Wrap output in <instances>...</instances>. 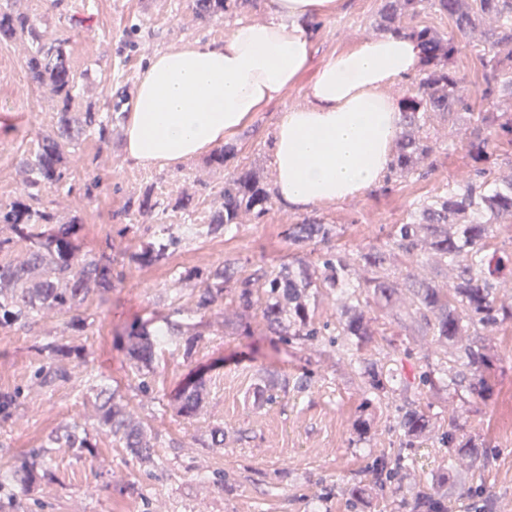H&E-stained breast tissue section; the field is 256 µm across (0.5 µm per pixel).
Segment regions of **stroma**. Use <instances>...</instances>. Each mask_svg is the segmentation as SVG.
Here are the masks:
<instances>
[{"instance_id": "1", "label": "stroma", "mask_w": 512, "mask_h": 512, "mask_svg": "<svg viewBox=\"0 0 512 512\" xmlns=\"http://www.w3.org/2000/svg\"><path fill=\"white\" fill-rule=\"evenodd\" d=\"M14 6L40 30L66 39L79 100L97 112L105 111L117 88L136 87L154 54L222 41L240 19L272 18L269 0H231L224 16L209 23L196 19L190 0H15ZM379 7L380 0H337L334 13L316 18L312 67L376 34ZM310 80L302 75L233 135L240 148L236 165L275 182V127L284 112L306 103ZM53 121L50 101L27 78L23 55L0 47V203L21 195L18 161L36 149L39 132ZM430 134L438 149L420 174L304 210L274 202L261 220H244L221 236L187 237L145 267L129 254L154 227L124 231L121 210L151 186L190 197L193 223H204L224 172L204 155L170 168L136 164L124 154L120 122L108 142L85 139L70 160V188L44 197L58 223L77 218L72 241L79 253L112 256L123 279L89 303L83 329H70L51 314L0 328V391L18 394L10 417L0 420V476L8 479L0 486V512H409L408 502L443 472L449 475L448 512H512V320L448 346L424 335L403 291L393 306L375 307L376 346L366 350L326 336L287 343L258 311L227 300L206 311L194 305L202 277L222 266L245 277L261 266L316 262L312 248L288 242L289 226L307 218L331 225L332 246L351 258L385 243L420 202L473 174L466 150L449 147L454 127L437 123ZM185 269L196 278L174 283L175 271ZM167 322L181 326L186 345L156 349L152 362L133 367L132 332ZM56 344L86 358L59 359L70 378L45 388L34 372ZM468 344L484 347L493 361L479 396L469 392L471 371L457 363ZM383 350L391 354L384 368L410 387L370 402L354 361L378 359ZM425 370L433 372L435 385L420 384ZM101 379L117 386L153 447L150 459L135 457L100 428L90 384ZM198 379L207 394L198 415L188 419L178 412L177 393ZM405 408L425 413L432 429L410 448L413 467L402 487L381 495L371 491L367 467L399 451L404 437L397 417ZM453 421L464 424L471 447L443 444ZM73 424L84 430L86 447L59 442L38 460L36 483L10 481L31 449ZM356 483L367 489L357 502L346 493Z\"/></svg>"}]
</instances>
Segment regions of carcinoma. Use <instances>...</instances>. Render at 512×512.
Returning <instances> with one entry per match:
<instances>
[{"mask_svg": "<svg viewBox=\"0 0 512 512\" xmlns=\"http://www.w3.org/2000/svg\"><path fill=\"white\" fill-rule=\"evenodd\" d=\"M229 0H193L198 19L210 22L224 15ZM433 13L448 19L445 32L423 23L421 15ZM378 26L386 33L410 37L423 51L424 69L412 79L402 103V122L395 135V150L390 172L406 178L419 170L435 154L437 143L429 137L431 125L439 121L463 123L468 133L463 146L472 157L474 177L448 191L427 199L410 213L409 221L396 225L390 242L358 253V263L366 271L355 276L353 264L341 251H327L317 264L283 263L268 271L232 280L223 268L212 275L196 295L195 306L208 310L224 299L228 290L235 302L245 309L261 304L262 318L284 340H313L323 335L322 328L310 317L308 299L314 289L325 288L342 300L336 335L358 347L374 344L375 318L371 316L369 298L390 303L396 288L387 271L401 256L418 261L432 260L453 271L452 283L435 277L409 278V291L416 318L423 321L426 334L453 341L468 335L478 325L487 328L504 319H512V305L497 303L500 275L512 276V253L491 254L487 240L498 224L512 222V178L495 176V151L501 144L512 147V0H384ZM479 32L482 40L477 50L481 66V100L485 107L475 112L456 68L461 53L460 39ZM67 40L48 39L40 34L29 16L16 13L0 3V46L21 50L32 85L55 101V122L39 135L37 149L24 155L19 166L26 175L24 198L0 204V224H6L25 243V254L16 262L0 264V328L28 322L52 312L67 318L72 328L85 326L84 304L94 295L101 296L114 286L112 257L78 255L71 242L72 224H58L46 234L43 224L54 223V214L46 207H35L43 191L60 188L66 183L67 155L75 152L83 139L96 133L101 142L111 135V125L123 119L122 108L128 95L120 94L108 102L107 120L88 107L82 108L75 93L76 74L68 62ZM238 154L237 145L226 143L214 150L209 164L226 167ZM219 205L210 209L206 224H185L175 232L173 225L162 223L169 210L192 213L190 200L156 194L148 188L138 198L137 206L124 208L129 224L157 223L153 239L141 243L131 253V261L150 265L175 251L185 234H221L233 224L250 216L262 219L272 208L273 194L251 170L234 169L224 174V185L217 191ZM327 224L308 221L295 224L288 233L294 246L329 241ZM263 295H258L257 283ZM132 343L134 366L153 359L160 342L178 343L183 333L169 325L155 333L136 332ZM463 365L474 376L471 391L481 394L488 369L486 353L472 346L464 350ZM362 375L368 391L376 397L408 386L396 382L393 374L371 362ZM99 423L138 457L150 456L149 445L141 430L133 424L126 407L116 401V390L96 386ZM204 384L185 385L178 395V412L186 417L198 413L203 404ZM409 437L423 434L427 417L417 411L405 412L398 421ZM410 458L404 454L379 457L369 472L373 486L396 492V484L410 471ZM448 485L442 478L415 496L411 512H448V496L441 488Z\"/></svg>", "mask_w": 512, "mask_h": 512, "instance_id": "obj_1", "label": "carcinoma"}]
</instances>
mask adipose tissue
<instances>
[{"label":"adipose tissue","instance_id":"obj_1","mask_svg":"<svg viewBox=\"0 0 512 512\" xmlns=\"http://www.w3.org/2000/svg\"><path fill=\"white\" fill-rule=\"evenodd\" d=\"M272 22L234 24L223 42L155 54L125 124V152L141 164L174 166L222 145L248 117L308 70L303 20L335 12L336 0H271ZM419 43L367 36L320 66L305 105L285 112L272 156L279 199L294 207L337 201L384 177L400 121L383 89L414 74Z\"/></svg>","mask_w":512,"mask_h":512}]
</instances>
